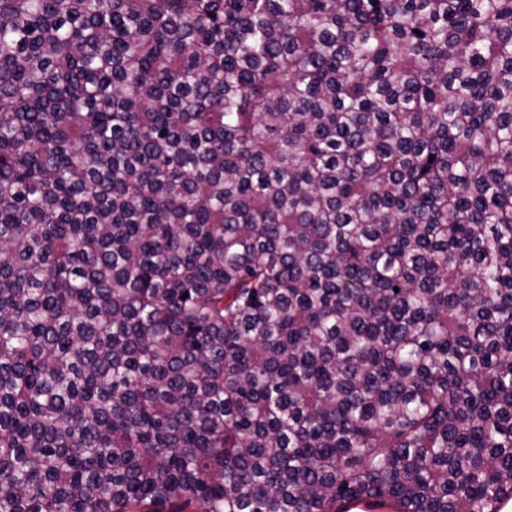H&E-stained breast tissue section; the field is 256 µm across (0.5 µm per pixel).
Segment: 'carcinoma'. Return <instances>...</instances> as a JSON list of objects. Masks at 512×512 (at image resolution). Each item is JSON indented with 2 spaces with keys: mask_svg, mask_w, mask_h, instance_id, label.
<instances>
[{
  "mask_svg": "<svg viewBox=\"0 0 512 512\" xmlns=\"http://www.w3.org/2000/svg\"><path fill=\"white\" fill-rule=\"evenodd\" d=\"M512 0H0V512H500Z\"/></svg>",
  "mask_w": 512,
  "mask_h": 512,
  "instance_id": "carcinoma-1",
  "label": "carcinoma"
}]
</instances>
